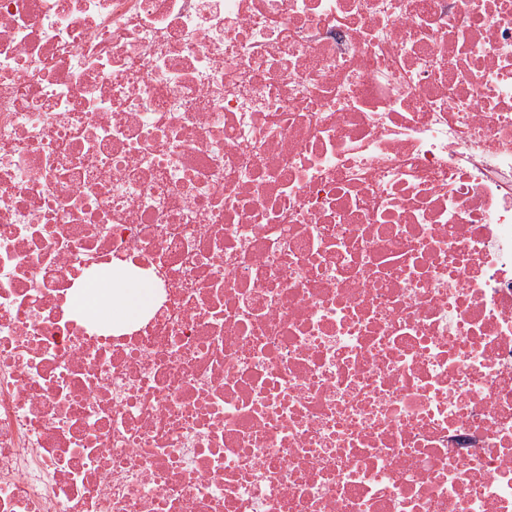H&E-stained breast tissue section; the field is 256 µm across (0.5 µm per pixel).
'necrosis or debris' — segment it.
<instances>
[{
  "label": "necrosis or debris",
  "instance_id": "obj_1",
  "mask_svg": "<svg viewBox=\"0 0 512 512\" xmlns=\"http://www.w3.org/2000/svg\"><path fill=\"white\" fill-rule=\"evenodd\" d=\"M0 512H512V0H0ZM152 288L142 283L117 278V287L112 289V274L103 279L92 295L82 291L76 293L78 308L89 317L98 315L102 308L116 307L117 315L125 320H135L151 303Z\"/></svg>",
  "mask_w": 512,
  "mask_h": 512
}]
</instances>
